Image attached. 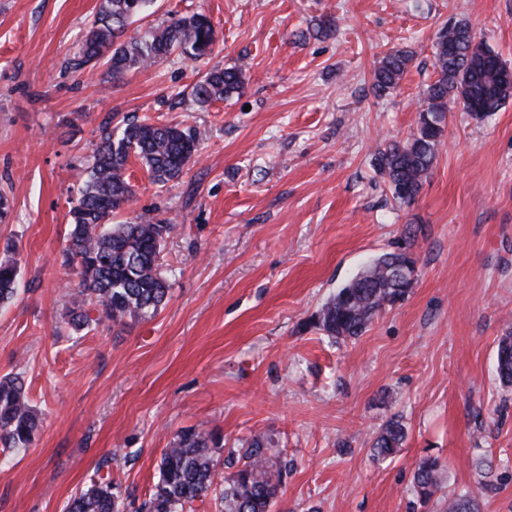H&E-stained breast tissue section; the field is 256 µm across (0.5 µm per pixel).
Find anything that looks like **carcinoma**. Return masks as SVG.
I'll use <instances>...</instances> for the list:
<instances>
[{"mask_svg":"<svg viewBox=\"0 0 512 512\" xmlns=\"http://www.w3.org/2000/svg\"><path fill=\"white\" fill-rule=\"evenodd\" d=\"M154 0H101L98 10L79 35L74 67L101 64L114 80L177 55L193 61L211 55L218 34L202 12L173 17L125 37L128 27L145 17ZM436 78L427 85L418 113L417 131L405 142H392L377 157L394 199L409 203L428 177L438 146L445 135L446 113L452 101L464 100L475 119L500 110L512 96L509 69L482 42L466 22L442 26L432 43ZM411 62L410 54L391 49L378 58L373 87L378 95L395 88ZM243 86V66L214 69L191 87L190 100L199 106L224 101ZM198 152V135L191 128L151 119L128 120L114 127L106 120L88 159L87 177L70 198L72 222L63 263L77 268L79 284L68 311L69 325L80 333L105 320L123 324L130 318L153 317L165 303L170 284L162 272V246L173 230L166 221L138 215L123 224L112 214L136 197L126 177L131 160L140 162L150 182L164 187L181 178ZM412 259L403 249L383 253L336 291L316 316L314 326L333 338L362 335L372 317L387 306L405 300L413 284L396 288L391 268ZM21 286L15 259L0 261V305L10 303ZM97 312L92 317L91 312ZM496 371L502 384L512 386V335L501 338ZM39 426V417L19 376L0 378V451L9 454L26 448ZM406 431L391 420L372 442L374 456L386 459L403 446ZM219 438L194 430L179 433L165 449L159 480L140 512H186L213 494L224 512H272L275 498L288 473V463L271 454L272 440L258 436L249 443L239 466L218 479L213 448ZM439 459L422 458L413 475L414 493L442 512H474L466 494L444 502ZM66 512H121V502L110 475H100L89 487L69 499Z\"/></svg>","mask_w":512,"mask_h":512,"instance_id":"cac0c4a2","label":"carcinoma"}]
</instances>
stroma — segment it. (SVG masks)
I'll return each instance as SVG.
<instances>
[{"instance_id": "obj_1", "label": "stroma", "mask_w": 512, "mask_h": 512, "mask_svg": "<svg viewBox=\"0 0 512 512\" xmlns=\"http://www.w3.org/2000/svg\"><path fill=\"white\" fill-rule=\"evenodd\" d=\"M98 3L0 0V248L12 243L21 266L0 308V377L22 376L40 419L30 447L0 459V512H64L99 472L134 512L188 428L218 435L223 476L254 437L272 438L290 464L273 512H433L412 487L426 455L443 493L512 512V389L495 372L512 333V99L482 120L449 104L412 202L375 161L416 128L441 25L468 22L512 68V0H156L138 29L202 11L214 53L117 81L70 66ZM391 48L412 61L379 96L373 69ZM237 64L240 94L186 101L206 72ZM143 117L199 137L165 188L131 162L137 196L116 216L172 224L170 297L151 318L77 334L69 198L101 123ZM400 245L415 260L403 302L354 339L314 328L337 288ZM392 419L407 438L382 460L371 441Z\"/></svg>"}]
</instances>
